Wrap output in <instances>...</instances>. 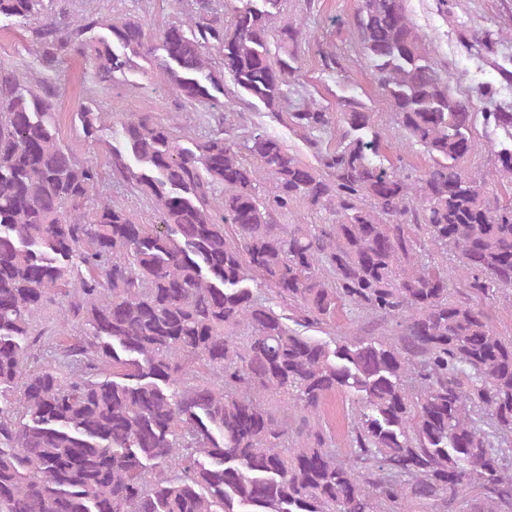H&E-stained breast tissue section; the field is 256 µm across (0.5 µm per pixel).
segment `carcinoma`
Masks as SVG:
<instances>
[{"label": "carcinoma", "instance_id": "1", "mask_svg": "<svg viewBox=\"0 0 512 512\" xmlns=\"http://www.w3.org/2000/svg\"><path fill=\"white\" fill-rule=\"evenodd\" d=\"M212 2L154 35L68 0H0L44 69L80 58L112 80L155 62L178 101L211 110L228 81L288 119L318 163L264 131L239 143L220 121L179 136L132 112L107 167L157 223L108 197L90 212L102 171L60 140L55 85L0 65V512H457L471 487L486 501L474 512H512V340L450 296L456 276L474 294L512 288V203L462 167L469 101L405 0H361L368 68L429 164L385 161L355 95L284 112L302 27L272 26L282 0ZM495 44L486 28L466 49ZM77 117L101 140L102 113ZM484 118L509 133L491 162L512 184V105ZM333 125L342 138L324 150ZM298 202L329 223H279ZM355 311L393 333L330 344L295 330ZM336 394L350 405L344 456L323 425Z\"/></svg>", "mask_w": 512, "mask_h": 512}]
</instances>
